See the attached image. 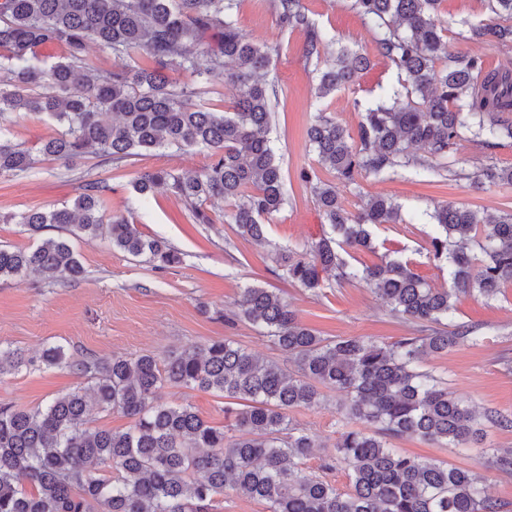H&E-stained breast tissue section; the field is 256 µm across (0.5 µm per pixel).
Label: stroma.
I'll use <instances>...</instances> for the list:
<instances>
[{
  "label": "stroma",
  "instance_id": "stroma-1",
  "mask_svg": "<svg viewBox=\"0 0 512 512\" xmlns=\"http://www.w3.org/2000/svg\"><path fill=\"white\" fill-rule=\"evenodd\" d=\"M303 3L316 25L366 54L371 65L355 84L318 97L314 68L330 65L332 55H323L317 64L306 62L304 33L278 25L272 0H242L237 13L242 33L258 43L282 46L273 60V73L286 95L274 114L270 140L283 169L287 202L268 228L269 245L236 236L223 211L212 212L211 223L198 224L187 204L168 190L156 189L146 199L135 192L134 183L145 171L202 170L211 161L207 151L160 149L117 165L93 155L70 166L42 159L20 177L0 178L1 214L49 211L72 203L84 177L90 176L104 185L103 198L113 215L129 219L143 235L165 241L179 253L181 262L158 269L146 257L114 248L107 237L72 238L86 270L82 280L61 285L35 275L0 279V344L32 356L47 345L58 344L76 360L89 355L135 358L143 354L163 359L226 338L263 358L287 363V355L254 325L224 320L225 314L235 310L242 288L249 285L280 293L301 322L326 338L364 336L390 342L416 335V325L392 315L366 283L340 285L329 276L322 288L312 292L275 272L272 245L301 252L330 231L310 186L300 177L302 170L317 164L306 138L314 116L324 112L356 130L357 105L379 102L397 81L396 67L381 55L374 31L352 9L350 0ZM6 127L12 142L33 148L56 132L54 121L24 112L11 114ZM455 158L459 168L469 172L489 158L511 167L512 139L501 138L487 150L465 138L458 142ZM336 192L351 211L374 196L392 198L401 207L399 223L373 227V250L355 252L356 260L373 264L389 251L400 250L412 270L438 288L447 286L448 269L428 257L435 207L454 203L497 214L512 205V185L482 190L441 177L420 182L408 169L386 180L365 176L350 187L337 185ZM454 322L477 327L482 343H459L429 357L426 369L447 379L449 389L465 397L477 413L495 411L512 417V287L488 302L460 296ZM87 385V379L65 368L24 369L0 376V403L34 409ZM341 399L340 393L328 390L318 405L288 413L294 425L316 436L321 444L315 457L306 462L310 472L320 471L322 457L335 452L342 428ZM161 400L170 405L191 404L211 425L225 424L224 398L218 393L168 386ZM392 446L405 454L479 468L488 494L501 504L502 512H512V473L480 466L476 453L406 437L393 440Z\"/></svg>",
  "mask_w": 512,
  "mask_h": 512
}]
</instances>
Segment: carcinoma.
Returning a JSON list of instances; mask_svg holds the SVG:
<instances>
[{
	"mask_svg": "<svg viewBox=\"0 0 512 512\" xmlns=\"http://www.w3.org/2000/svg\"><path fill=\"white\" fill-rule=\"evenodd\" d=\"M241 0H0V121L13 112L48 117L59 124L40 153L70 163L85 154L127 160L156 148L209 151L204 170H168L139 176L135 190L148 196L167 186L199 224L203 209L222 204L227 223L258 244H270L267 225L285 204L280 162L268 134L279 102L278 80L268 70L279 47L256 43L237 27ZM441 0H353L375 28L377 43L402 75L389 104L360 114L357 135L317 114L308 131L317 163L346 186L361 175L382 176L411 166L415 175L448 172L472 185L512 184V167L486 163L472 174L453 168V154L466 134L484 148L512 124V70L489 69L477 55L449 52L439 20ZM485 22H460L469 41L493 40L512 47V0H487ZM278 23L306 35L303 55L318 60L328 45L303 0H273ZM95 41L121 58L110 70L86 57ZM64 52L48 66L41 50ZM366 56L341 47L333 66L317 70L324 98L356 82ZM179 69L197 78L221 76L237 91L233 111L216 112L194 102L200 89L168 77ZM418 145L427 158L408 154ZM34 152L0 135V178L27 173ZM332 235L297 253L272 246L280 277L301 288L322 287V274L336 281H364L395 314L427 330L378 343L363 337L326 339L303 325L275 292L242 289L236 316L252 323L295 363L296 369L263 359L229 339L172 354L160 362L137 358H67L57 345L38 360L18 348L0 347V375L35 364L65 367L91 382L44 407L0 405V512H210L228 489L266 504L267 512H499L472 469L422 459L392 448L412 438L470 448L483 422L511 426L512 419L479 417L448 383L421 369L423 361L460 340L477 343L471 328L452 325L458 295L492 299L512 286V211L498 216L455 204L434 211L429 258L448 266L450 286L433 288L401 259L384 257L355 266L350 248L371 247L372 224L399 222V205L373 197L354 213L336 195V185L316 169L303 172ZM98 180L82 185L70 206L0 222L23 226L37 244L0 245V278L32 273L56 283L82 278L84 267L64 238H44L50 228L94 239L165 268L178 252L142 235L124 217L104 208ZM472 241L480 255L464 251ZM167 385L214 391L234 405L224 407L237 431L228 435L190 404L158 398ZM346 396L340 410L348 429L336 439V454L320 469L344 468L349 488L337 489L305 468L320 447L292 425L288 411L319 403V387ZM121 413L133 420L126 431L90 430L93 415ZM372 425L369 430L365 425ZM490 463L512 472V450L494 451Z\"/></svg>",
	"mask_w": 512,
	"mask_h": 512,
	"instance_id": "carcinoma-1",
	"label": "carcinoma"
}]
</instances>
